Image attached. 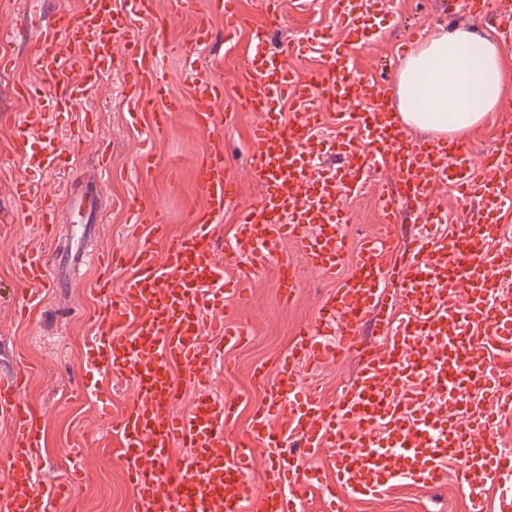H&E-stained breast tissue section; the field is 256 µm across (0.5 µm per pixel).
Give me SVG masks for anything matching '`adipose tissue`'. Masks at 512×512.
<instances>
[{
    "label": "adipose tissue",
    "mask_w": 512,
    "mask_h": 512,
    "mask_svg": "<svg viewBox=\"0 0 512 512\" xmlns=\"http://www.w3.org/2000/svg\"><path fill=\"white\" fill-rule=\"evenodd\" d=\"M511 64L490 39L437 28L400 59L394 98L402 122L441 137L479 130L500 104Z\"/></svg>",
    "instance_id": "ef3b65f1"
}]
</instances>
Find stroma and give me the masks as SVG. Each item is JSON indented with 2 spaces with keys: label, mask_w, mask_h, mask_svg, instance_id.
Segmentation results:
<instances>
[{
  "label": "stroma",
  "mask_w": 512,
  "mask_h": 512,
  "mask_svg": "<svg viewBox=\"0 0 512 512\" xmlns=\"http://www.w3.org/2000/svg\"><path fill=\"white\" fill-rule=\"evenodd\" d=\"M463 0H384L378 14L381 27L370 35L366 47L354 54L359 76L393 81L399 59L412 46L413 29L430 32L440 26H455L487 36L478 20L461 12ZM79 0H0V36L13 43L15 66L0 72V367L23 363L32 372L24 391L34 408L36 424L43 439L40 475L55 478L69 449H82V464L88 480L69 485L71 499L81 512H134L135 491L123 468L118 440L109 429V415L121 414L133 403L132 382L111 379L104 368L84 361V351L96 332L98 304L91 293L92 282L107 279L113 296H120L124 281L134 269L126 259L150 242L153 225H163L168 236L181 237L195 230L190 219L201 212L204 202L194 189L193 160L206 147L208 138L193 122L190 109L178 112L171 134L152 138L148 115L131 117L123 93L126 77L115 66L93 91L98 111L99 136L82 140L77 136L82 106L72 112L52 116L51 121L67 163L51 172L25 171L12 149V121L27 103L14 88L16 74H24L31 93L46 94L48 86L40 76L28 71L25 41L39 17L54 11L77 12ZM246 18L234 35H226L223 16L206 15L205 0H155L154 14L140 19L134 39L142 50L161 52L164 80L174 95L190 100L192 82L184 56L162 51L155 20L167 21V38L190 45L199 65L212 70L223 89V101L233 104L254 75L247 65L253 44L252 29H264L269 50L283 52L298 74H326L327 61L342 44L344 34L336 19V0H283L282 14L269 19L266 0H239ZM207 21L212 36L207 43H193L200 21ZM258 116L236 111L224 121V166L240 187L236 207L225 210L224 221L215 227L216 251L224 260V272L240 277L246 259L232 249L238 211L256 207L264 187L249 166L247 138ZM106 152L111 174L96 168L91 158ZM152 157L148 174H141L145 157ZM394 170L382 167L360 192L344 199L348 218L347 262H355L356 246L382 224L376 192L380 185L396 180ZM26 183L33 198L49 191L68 189L82 193L98 186L104 222L98 235L88 243L90 250H119L122 263L108 268L87 267L72 278L70 287L47 289L37 310L20 316L18 308L24 292L17 284L14 258L19 250H45L67 245L66 228L75 221L69 208H60L56 236L47 240L14 208L19 183ZM146 202L148 213L136 214L133 206ZM301 286L290 304H282L273 284L276 267L267 264L247 284L244 299L235 303L232 317L246 327L250 336L237 347L225 346L223 339L211 337L219 356L209 376L208 390L217 398L233 397L239 408L229 424L232 435L243 438L250 430L252 414L263 401V393L252 381L256 365L270 371L287 360L295 333L310 323L337 282L322 271L299 263ZM357 354L340 361H326L309 370L308 384L326 402H334L344 384L359 370ZM471 489L458 463H450L442 480L428 487L412 482L392 487L382 497L350 499L348 512H471Z\"/></svg>",
  "instance_id": "stroma-1"
}]
</instances>
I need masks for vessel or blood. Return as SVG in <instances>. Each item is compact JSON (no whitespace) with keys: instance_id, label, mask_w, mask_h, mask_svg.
<instances>
[{"instance_id":"vessel-or-blood-1","label":"vessel or blood","mask_w":512,"mask_h":512,"mask_svg":"<svg viewBox=\"0 0 512 512\" xmlns=\"http://www.w3.org/2000/svg\"><path fill=\"white\" fill-rule=\"evenodd\" d=\"M368 3L336 0L347 44L337 51L328 78L299 77L284 58L259 45L250 55L255 78L238 102L260 116L251 134L250 164L265 190L258 208L239 215L236 252L255 266L275 259L276 291L286 302L298 281L285 240H293L310 265L338 277L314 322L299 330L276 378L256 373L266 401L253 415L250 441L261 443L272 462L262 492H254L250 479V441L224 433L237 400H218L203 391L189 409L178 411L172 375L173 366L183 365L204 387L215 354L203 342V332L229 345L245 339L244 330L224 317L229 298L243 290L227 280L214 249L213 227L238 198L221 140H211L194 162L195 191L205 203L194 217L196 232L161 238L159 246H144L132 256L135 272L121 299H113L109 283L93 285L97 332L88 357L133 381L137 392L134 405L111 426L121 440L139 512H299V495L314 475L300 458L286 454L289 446L311 455L333 449L337 485L328 493L329 512H346L347 497L380 495L398 482L435 485L454 460L479 473L483 484L512 482V454L500 449L494 434L497 420L512 416V396L501 394L500 365L488 358L493 349L512 356V252L497 237L503 212L512 208V126L503 128L498 150L480 157L460 139L415 141L398 118L389 87L351 74L348 52L365 45L361 21ZM152 12V0H128L124 11L113 10L112 0H81L78 13H56L42 21L27 41V57L48 94L31 101L14 120L13 148L25 170L43 172L62 164L64 153L47 123L50 114L84 104L82 131L89 139L98 134L88 100L117 64L126 74L133 112L151 113L154 137L168 134L186 105L164 83L159 54L142 51L133 37L138 18ZM464 12L484 17L504 43H512V10L492 13L488 0H466ZM289 96L296 110L287 120L280 104ZM221 100L211 74L195 68L187 106L201 132L218 125ZM326 103H356L361 110L336 137L347 165L316 180L307 147ZM380 164L400 176L381 191L385 212L400 202L427 212L429 223H442L441 212L429 208L439 181L472 206L445 240L415 234L394 252L390 244L402 227L390 224L382 237L362 243L349 264L340 195L360 188ZM14 206L51 234L54 196L35 203L20 186ZM68 206L81 221L72 226L71 246L59 260L74 272L93 260L84 242L97 233L100 209L92 191L70 198ZM17 270L32 301L44 288L64 283L53 265L31 251L19 252ZM399 301L406 309L395 318L391 311ZM131 320L136 328L129 333L125 326ZM368 323L379 339L367 345L360 330ZM354 351L361 367L336 402H325L300 381L299 371ZM26 378L20 364L0 376V411L13 426L11 446L0 455V473L7 478L0 502L6 512H49L51 502L69 488L38 479L42 438L22 398ZM285 404L293 417L287 428L274 429L270 417ZM178 444L193 448L195 461L175 471L169 462Z\"/></svg>"}]
</instances>
